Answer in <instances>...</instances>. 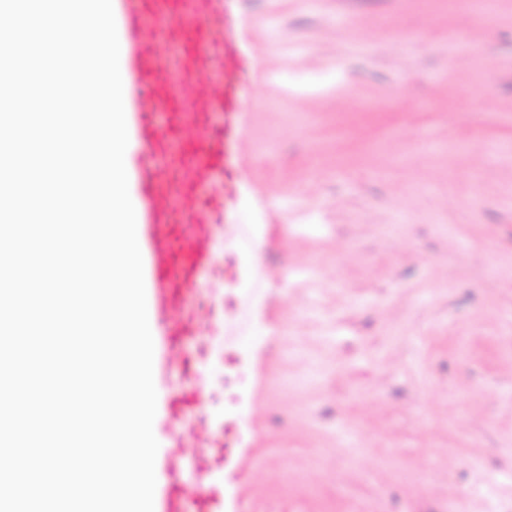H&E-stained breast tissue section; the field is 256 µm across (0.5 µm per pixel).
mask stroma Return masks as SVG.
Wrapping results in <instances>:
<instances>
[{
  "instance_id": "1",
  "label": "stroma",
  "mask_w": 512,
  "mask_h": 512,
  "mask_svg": "<svg viewBox=\"0 0 512 512\" xmlns=\"http://www.w3.org/2000/svg\"><path fill=\"white\" fill-rule=\"evenodd\" d=\"M240 59L158 485L212 512H512V0H200ZM232 190L237 223H224Z\"/></svg>"
}]
</instances>
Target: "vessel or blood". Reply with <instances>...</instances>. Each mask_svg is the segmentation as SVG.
<instances>
[{"instance_id":"1","label":"vessel or blood","mask_w":512,"mask_h":512,"mask_svg":"<svg viewBox=\"0 0 512 512\" xmlns=\"http://www.w3.org/2000/svg\"><path fill=\"white\" fill-rule=\"evenodd\" d=\"M131 2L121 17L125 45V69L136 87L147 88L149 104L134 102L127 110L134 117L133 137L149 146L161 158L162 168L140 180L144 206L139 214L138 235L144 256V276L152 292V305L162 339L180 336L181 328L167 315L183 295L201 285V273L211 259L203 250L195 231L199 221L195 207L197 187L212 170L228 165L232 144L240 134V87L238 61L232 39L224 41V82L205 85L198 102L223 113V134L202 137L191 132L184 121V104L176 88L164 75L157 55L141 40L145 19L160 25L180 51L179 62L185 77L201 72L211 60V24L208 18L189 12L193 0H116ZM167 112L169 125L158 129L151 121V108ZM190 172V179L172 184L169 170ZM186 492L177 476L167 481L163 512H185Z\"/></svg>"}]
</instances>
